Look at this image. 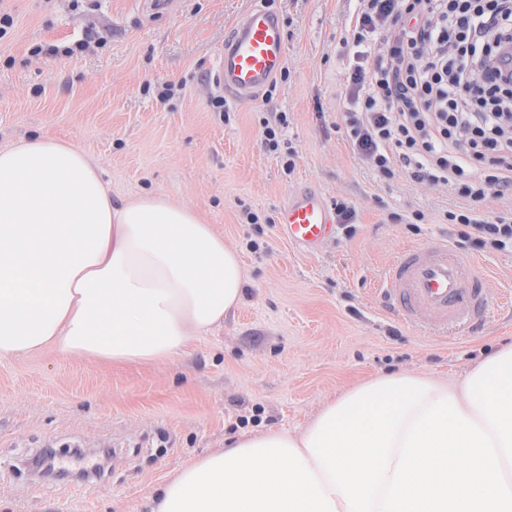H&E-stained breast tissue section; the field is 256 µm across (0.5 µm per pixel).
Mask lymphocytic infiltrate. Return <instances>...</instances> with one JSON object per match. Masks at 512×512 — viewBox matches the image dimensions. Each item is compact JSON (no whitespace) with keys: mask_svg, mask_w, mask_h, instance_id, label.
Instances as JSON below:
<instances>
[{"mask_svg":"<svg viewBox=\"0 0 512 512\" xmlns=\"http://www.w3.org/2000/svg\"><path fill=\"white\" fill-rule=\"evenodd\" d=\"M346 74L348 143L377 175L447 187L460 240L512 247V0H360Z\"/></svg>","mask_w":512,"mask_h":512,"instance_id":"1","label":"lymphocytic infiltrate"}]
</instances>
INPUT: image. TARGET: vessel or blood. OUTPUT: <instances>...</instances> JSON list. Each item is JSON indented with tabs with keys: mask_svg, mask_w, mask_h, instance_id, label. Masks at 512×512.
I'll use <instances>...</instances> for the list:
<instances>
[{
	"mask_svg": "<svg viewBox=\"0 0 512 512\" xmlns=\"http://www.w3.org/2000/svg\"><path fill=\"white\" fill-rule=\"evenodd\" d=\"M286 51L279 15L261 6L250 8L218 56L225 91L235 102H253L282 69ZM277 222L288 243L313 253L332 238L336 215L320 191L301 189L289 193ZM381 291L406 323L442 333L482 313L489 301L476 262L444 239L400 251L386 269Z\"/></svg>",
	"mask_w": 512,
	"mask_h": 512,
	"instance_id": "1",
	"label": "vessel or blood"
}]
</instances>
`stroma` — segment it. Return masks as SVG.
Returning <instances> with one entry per match:
<instances>
[{"label": "stroma", "instance_id": "stroma-1", "mask_svg": "<svg viewBox=\"0 0 512 512\" xmlns=\"http://www.w3.org/2000/svg\"><path fill=\"white\" fill-rule=\"evenodd\" d=\"M262 4L283 22L287 55L252 104L211 101L219 51ZM0 146L49 135L83 150L113 202L146 192L190 206L240 254L242 300L221 327L162 362L112 363L52 350L0 360V512H147L149 495L227 434L300 432L328 400L372 376L463 380L512 343V253L466 255L487 278V310L438 336L387 310L380 288L404 247L448 236L443 186L377 177L349 146L341 53L359 0H0ZM82 45L76 58L34 47ZM177 86L163 103L157 83ZM287 115L292 173L262 144L261 121ZM312 187L355 206L353 238L307 254L281 235L290 192ZM260 221L245 223L244 211ZM425 219L413 227L391 213ZM248 416L241 425L240 416ZM46 448L106 450L98 478H39Z\"/></svg>", "mask_w": 512, "mask_h": 512}]
</instances>
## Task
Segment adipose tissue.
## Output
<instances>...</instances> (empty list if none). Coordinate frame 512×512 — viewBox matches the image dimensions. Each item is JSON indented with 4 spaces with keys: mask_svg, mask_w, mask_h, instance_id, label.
Here are the masks:
<instances>
[{
    "mask_svg": "<svg viewBox=\"0 0 512 512\" xmlns=\"http://www.w3.org/2000/svg\"><path fill=\"white\" fill-rule=\"evenodd\" d=\"M238 253L192 207L113 202L76 147H0V359L161 361L240 303ZM150 512H512V345L462 384L380 375L299 434L262 430L177 469Z\"/></svg>",
    "mask_w": 512,
    "mask_h": 512,
    "instance_id": "obj_1",
    "label": "adipose tissue"
}]
</instances>
